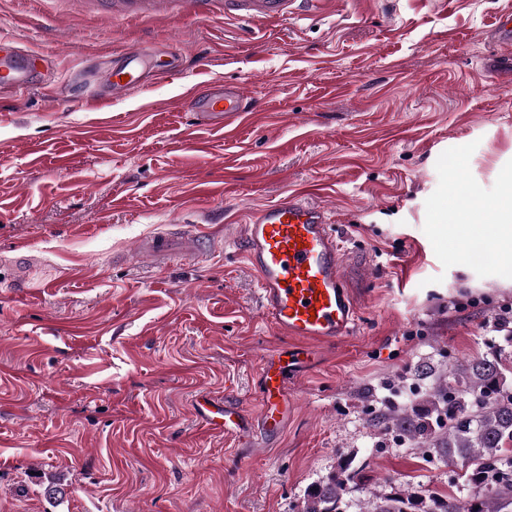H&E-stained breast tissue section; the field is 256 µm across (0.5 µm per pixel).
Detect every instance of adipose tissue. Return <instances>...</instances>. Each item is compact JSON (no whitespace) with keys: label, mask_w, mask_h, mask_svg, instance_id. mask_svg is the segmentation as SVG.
I'll use <instances>...</instances> for the list:
<instances>
[{"label":"adipose tissue","mask_w":512,"mask_h":512,"mask_svg":"<svg viewBox=\"0 0 512 512\" xmlns=\"http://www.w3.org/2000/svg\"><path fill=\"white\" fill-rule=\"evenodd\" d=\"M435 221L449 224L448 235L461 251L466 250L479 225H491L492 231L485 241L491 249L501 250L504 244L512 242V174L498 179L493 195L475 190L454 212L440 210Z\"/></svg>","instance_id":"1"}]
</instances>
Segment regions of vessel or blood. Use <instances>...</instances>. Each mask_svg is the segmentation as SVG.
<instances>
[{"mask_svg":"<svg viewBox=\"0 0 512 512\" xmlns=\"http://www.w3.org/2000/svg\"><path fill=\"white\" fill-rule=\"evenodd\" d=\"M328 0H224L226 12L249 21H273L298 12L323 9ZM32 54L14 50L0 56V90L25 93L31 82ZM151 74L149 56L127 50L112 65L113 94L143 86ZM198 112L232 115L249 111L251 100L235 85H211L192 96ZM248 270L254 274L265 315L276 330L297 339L287 358L270 355L262 363L259 417L229 401L201 392L192 407L208 429L241 439L260 431L279 433L288 418L287 385L311 363L309 343H330L352 336L359 309L344 273L345 251L336 237L328 209L297 192L281 193L273 202L251 211L243 226ZM149 252L167 261L181 259L170 232L156 233Z\"/></svg>","mask_w":512,"mask_h":512,"instance_id":"vessel-or-blood-1","label":"vessel or blood"}]
</instances>
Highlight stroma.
Segmentation results:
<instances>
[{"mask_svg":"<svg viewBox=\"0 0 512 512\" xmlns=\"http://www.w3.org/2000/svg\"><path fill=\"white\" fill-rule=\"evenodd\" d=\"M115 11L0 0V37L37 57L32 88L0 98V512H299L346 457L361 480L344 512L395 488L467 500L459 463L373 418L417 367L512 365L497 329L512 269L459 260L432 221L512 168V83L483 67L512 56L493 30L512 0H332L276 23L181 0ZM137 47L178 74L98 98L113 54ZM214 82L254 111H187ZM308 184L368 272L350 283L354 334L313 344L277 439L209 433L194 396L258 413L260 360L290 344L264 317L242 226ZM195 224L221 239L207 262L143 248Z\"/></svg>","mask_w":512,"mask_h":512,"instance_id":"obj_1","label":"stroma"}]
</instances>
